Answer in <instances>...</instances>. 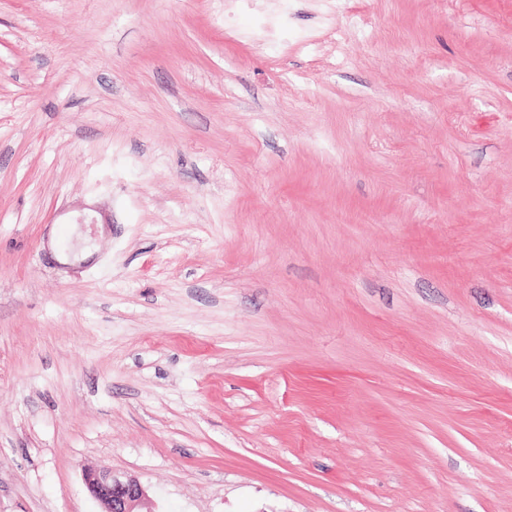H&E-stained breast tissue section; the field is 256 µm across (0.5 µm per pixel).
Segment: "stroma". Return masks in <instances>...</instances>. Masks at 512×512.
I'll list each match as a JSON object with an SVG mask.
<instances>
[{
  "instance_id": "stroma-1",
  "label": "stroma",
  "mask_w": 512,
  "mask_h": 512,
  "mask_svg": "<svg viewBox=\"0 0 512 512\" xmlns=\"http://www.w3.org/2000/svg\"><path fill=\"white\" fill-rule=\"evenodd\" d=\"M103 466L512 512V0H0V512ZM71 224H76L78 228L77 234L74 237L75 250L79 251L90 246L96 233V224H99L96 217L87 213H80L75 218V222Z\"/></svg>"
}]
</instances>
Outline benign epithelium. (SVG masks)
<instances>
[{
  "label": "benign epithelium",
  "instance_id": "obj_1",
  "mask_svg": "<svg viewBox=\"0 0 512 512\" xmlns=\"http://www.w3.org/2000/svg\"><path fill=\"white\" fill-rule=\"evenodd\" d=\"M77 234L74 248L91 245L98 224L96 217L81 213L75 218ZM89 491L105 507L104 512H152L146 488L134 477L114 473L108 468H90L84 473Z\"/></svg>",
  "mask_w": 512,
  "mask_h": 512
}]
</instances>
